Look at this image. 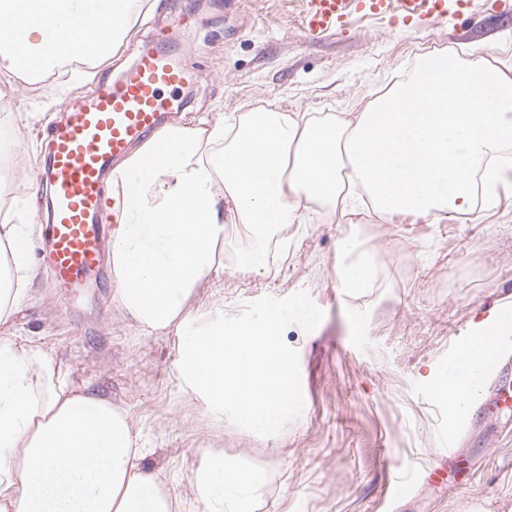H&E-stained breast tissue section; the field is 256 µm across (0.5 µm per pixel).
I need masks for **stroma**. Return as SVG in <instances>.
<instances>
[{"instance_id":"35a3bbf8","label":"stroma","mask_w":512,"mask_h":512,"mask_svg":"<svg viewBox=\"0 0 512 512\" xmlns=\"http://www.w3.org/2000/svg\"><path fill=\"white\" fill-rule=\"evenodd\" d=\"M173 35L191 81L172 123L216 120L255 105L348 118L432 49L488 54L512 69V0H467L447 22L355 19L350 29L307 41L300 0H143L133 27L106 65L59 68L42 80L0 73V133L12 140L13 177L0 200L13 205L46 159L47 133L97 85L126 69L146 36ZM28 127L13 125L15 113ZM355 235L376 255L375 287L336 283V244ZM285 259L262 275L225 270L197 288L192 314L225 323L275 306L312 308L282 332L303 412L276 433L216 416L184 383L182 332H149L117 306L111 280L67 296L46 267L0 336L31 340L62 365L69 383L110 399L139 435L144 467L179 512H194L193 471L224 453L266 472L256 512H512V412L488 415L474 402L456 422L426 377L441 371L457 337L476 334L512 305V188L480 219L413 224L371 211L336 219L314 212L288 228ZM461 439L475 468L448 490L412 480L392 497L397 465L422 470L440 433Z\"/></svg>"}]
</instances>
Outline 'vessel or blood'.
<instances>
[{"label":"vessel or blood","mask_w":512,"mask_h":512,"mask_svg":"<svg viewBox=\"0 0 512 512\" xmlns=\"http://www.w3.org/2000/svg\"><path fill=\"white\" fill-rule=\"evenodd\" d=\"M302 29L308 39L343 29L352 11L369 16L424 19L448 16L449 0H303ZM189 81L180 58L162 41L146 45L128 69L100 84L80 108L50 132L42 181L51 189L43 260L55 285L81 287L106 274L108 242L106 187L114 161L148 137L158 134L171 114L173 95ZM470 337H462L448 356V377L467 379L475 365ZM489 407L512 409V381H497ZM428 480L455 489L465 486V473L455 442L436 454Z\"/></svg>","instance_id":"obj_1"}]
</instances>
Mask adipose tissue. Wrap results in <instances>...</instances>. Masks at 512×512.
Returning a JSON list of instances; mask_svg holds the SVG:
<instances>
[{"label": "adipose tissue", "instance_id": "adipose-tissue-1", "mask_svg": "<svg viewBox=\"0 0 512 512\" xmlns=\"http://www.w3.org/2000/svg\"><path fill=\"white\" fill-rule=\"evenodd\" d=\"M141 0H0V70L38 77L66 60L102 64L123 44ZM27 47L18 50L16 36ZM512 181V71L487 56L417 57L386 92L350 119L252 107L216 121L174 125L112 173L117 227L113 298L144 330L186 326L180 369L217 415L270 431L288 419L291 355L286 310L230 327H190L187 301L225 267L268 270L271 246L309 206L326 214L365 207L434 224L491 208ZM135 206H128V197ZM244 244L225 252L224 216ZM36 207L0 221V322L37 275ZM339 287H374L379 267L357 237L339 243ZM429 385L449 419L467 412L473 386L436 373ZM199 512H256L262 471L217 453L194 474ZM0 512H172L157 476L140 465L125 411L78 391L33 342L0 336Z\"/></svg>", "mask_w": 512, "mask_h": 512}]
</instances>
